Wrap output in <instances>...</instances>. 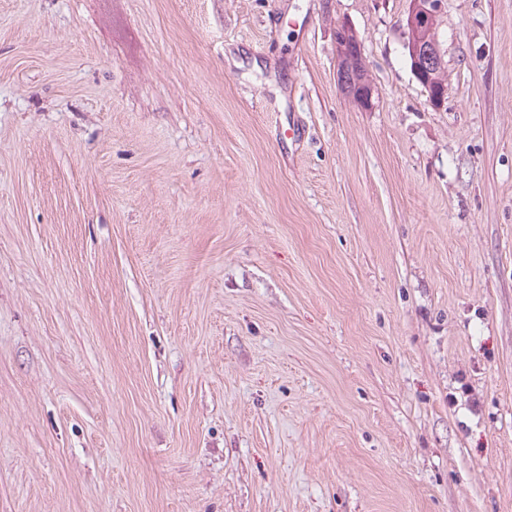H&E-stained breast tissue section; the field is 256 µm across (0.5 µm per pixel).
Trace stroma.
<instances>
[{"mask_svg": "<svg viewBox=\"0 0 512 512\" xmlns=\"http://www.w3.org/2000/svg\"><path fill=\"white\" fill-rule=\"evenodd\" d=\"M408 9L0 0V512H512V0ZM441 0H411L406 17L409 35L416 39L412 44V56L408 50L413 74L420 82L428 83L435 55L438 51V20L441 13ZM413 58V62H412ZM342 39H346L345 48L346 50L342 51L344 46H339L336 43V53L338 59V71L341 75L344 74L345 79L347 80L345 85L344 80L339 82L340 90L347 95L351 96V94L357 95L355 98L356 103L363 108H367L371 105V100L373 96V87L372 85L364 87L362 90V84L369 83L368 75L364 66L361 63V59L358 55H356V47L353 46L351 36H342ZM342 52H339L337 50ZM349 82V83H348ZM360 92V93H359Z\"/></svg>", "mask_w": 512, "mask_h": 512, "instance_id": "stroma-1", "label": "stroma"}]
</instances>
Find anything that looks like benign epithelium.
<instances>
[{
    "label": "benign epithelium",
    "instance_id": "obj_1",
    "mask_svg": "<svg viewBox=\"0 0 512 512\" xmlns=\"http://www.w3.org/2000/svg\"><path fill=\"white\" fill-rule=\"evenodd\" d=\"M442 0H410L406 17L409 35L416 39L412 45L413 74L420 82L430 80L431 69L438 51V20Z\"/></svg>",
    "mask_w": 512,
    "mask_h": 512
}]
</instances>
